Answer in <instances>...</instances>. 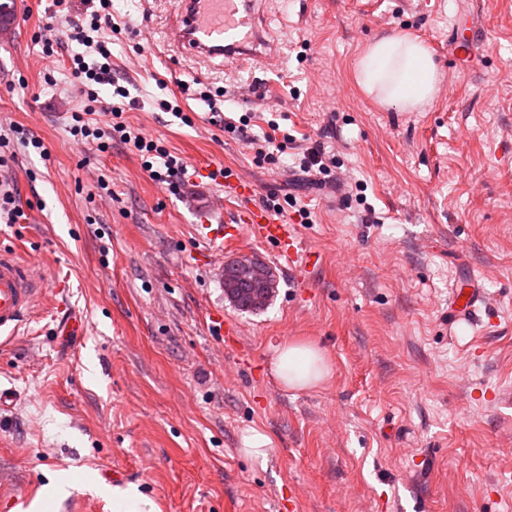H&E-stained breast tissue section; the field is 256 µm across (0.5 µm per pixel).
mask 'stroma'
Wrapping results in <instances>:
<instances>
[{"instance_id":"35a3bbf8","label":"stroma","mask_w":512,"mask_h":512,"mask_svg":"<svg viewBox=\"0 0 512 512\" xmlns=\"http://www.w3.org/2000/svg\"><path fill=\"white\" fill-rule=\"evenodd\" d=\"M13 4L0 133L22 125L49 154L11 144L0 176L26 219L0 224V249L65 283L87 331L60 335L45 308L0 343V512H112L116 486L156 512H512V422L471 396L512 383V0H266L280 61L245 69L167 45L175 0H115L99 35L135 101L123 118L184 160L177 194L124 145L70 135L83 104L72 50L42 52L50 0ZM464 13L483 32L465 72L449 49ZM399 31L442 76L416 111L379 104L355 77L361 51ZM193 82L231 91L222 114L248 119L246 132L202 119L182 90ZM274 122L296 138L280 159L323 142L364 191L256 163L246 138ZM222 168L254 185V204L289 194L310 211L304 225L290 207L282 219L320 253L315 270L240 224ZM207 224L240 235L212 245ZM240 254L276 274L262 310L224 296V262ZM468 271L488 316L452 328L450 288ZM216 312L237 341L210 329ZM286 340L322 350L323 384H278L270 361ZM252 429L272 441L266 464L240 452Z\"/></svg>"}]
</instances>
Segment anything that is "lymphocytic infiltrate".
Wrapping results in <instances>:
<instances>
[{
    "mask_svg": "<svg viewBox=\"0 0 512 512\" xmlns=\"http://www.w3.org/2000/svg\"><path fill=\"white\" fill-rule=\"evenodd\" d=\"M82 3L89 11L88 18H79L74 5ZM112 0H52L50 26L65 39L81 45V53L75 54L72 62L74 78L84 80L88 87L85 91L86 103L82 111L73 113V136L82 142L106 148L111 140H119L130 149L145 156L146 170L153 180L164 184L171 193H179L187 175L185 162L170 153L159 142L149 139L139 129L122 119L124 99L129 92L126 87L116 84L112 76L110 53L102 42L96 41L94 35L99 31L101 18L110 16ZM108 85L112 88L114 102L110 108L112 120L107 126L100 127L89 123L98 100L97 86Z\"/></svg>",
    "mask_w": 512,
    "mask_h": 512,
    "instance_id": "obj_1",
    "label": "lymphocytic infiltrate"
}]
</instances>
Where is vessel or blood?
Wrapping results in <instances>:
<instances>
[{
  "label": "vessel or blood",
  "mask_w": 512,
  "mask_h": 512,
  "mask_svg": "<svg viewBox=\"0 0 512 512\" xmlns=\"http://www.w3.org/2000/svg\"><path fill=\"white\" fill-rule=\"evenodd\" d=\"M257 0H177L167 30V41L192 56L209 59L222 57L239 66H247L265 44L264 27L256 9ZM229 192L246 201L241 220L265 243L277 248L288 262H300L306 269L319 261L315 250L299 247L297 225L276 220L264 208L250 205L253 184L234 180ZM43 292V281L29 264L15 253L0 251V334L15 332L31 316L33 306ZM485 303L480 278L468 273L450 290L449 325L474 324ZM480 393L498 411L512 413V386L494 385Z\"/></svg>",
  "instance_id": "vessel-or-blood-1"
}]
</instances>
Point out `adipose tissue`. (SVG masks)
I'll list each match as a JSON object with an SVG mask.
<instances>
[{
  "label": "adipose tissue",
  "mask_w": 512,
  "mask_h": 512,
  "mask_svg": "<svg viewBox=\"0 0 512 512\" xmlns=\"http://www.w3.org/2000/svg\"><path fill=\"white\" fill-rule=\"evenodd\" d=\"M360 87L385 105L417 110L429 104L438 84L436 65L417 38L399 32L368 45L356 66ZM273 371L284 388H312L323 383L330 368L315 345L284 342L275 350Z\"/></svg>",
  "instance_id": "ef3b65f1"
}]
</instances>
